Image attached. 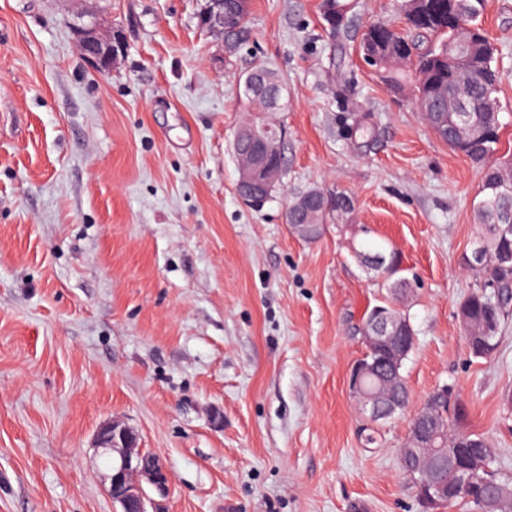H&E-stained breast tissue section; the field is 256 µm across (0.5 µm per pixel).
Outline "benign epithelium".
<instances>
[{
  "label": "benign epithelium",
  "mask_w": 512,
  "mask_h": 512,
  "mask_svg": "<svg viewBox=\"0 0 512 512\" xmlns=\"http://www.w3.org/2000/svg\"><path fill=\"white\" fill-rule=\"evenodd\" d=\"M219 9L204 8L202 15L205 27L217 34L234 32L239 27L235 8L224 10L222 0H210ZM405 15L408 20L421 24L427 21L422 0H408ZM76 45L82 49L83 57L99 73L112 71L116 55L112 52V39L99 27L95 17L73 29ZM460 42L448 46V53H465L479 46L486 35L474 27L461 30ZM270 111L280 112L285 108L284 92L277 84H271L266 93ZM283 132L265 127L258 132L251 127L240 130L233 140V152L238 164V195L254 205L266 201L269 192L283 175ZM368 350L363 360L353 367L349 375V388L363 414L373 420L393 414L399 406L398 367L400 361L415 346L416 336L405 332L403 323L386 309L376 310L368 322L364 336ZM414 416L431 420V425L408 426L411 440L402 450L407 463L422 476L424 498L431 504H440L456 494L459 485L440 477V470L448 465L464 472L463 484L475 488L481 482L480 473L485 471L481 460L472 457L464 448L451 444H433L438 438H446L449 421L437 419L424 407H419ZM95 447L112 455L106 480L113 500L121 506V512H162L156 501L143 487L148 484L163 497L170 483V473L159 457L146 455L138 447V435L129 426L112 421L102 424L96 431Z\"/></svg>",
  "instance_id": "1"
}]
</instances>
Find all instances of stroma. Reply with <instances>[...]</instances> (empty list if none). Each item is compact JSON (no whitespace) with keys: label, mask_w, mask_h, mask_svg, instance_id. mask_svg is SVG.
<instances>
[{"label":"stroma","mask_w":512,"mask_h":512,"mask_svg":"<svg viewBox=\"0 0 512 512\" xmlns=\"http://www.w3.org/2000/svg\"><path fill=\"white\" fill-rule=\"evenodd\" d=\"M320 2L248 0L224 40L205 0H0V512H119L94 446L115 419L169 470L165 512H422L400 456L442 387L512 478V315L487 359L459 320L487 280L462 264L481 170L363 61L394 0H357L336 31ZM86 10L118 42L106 77L71 32ZM483 27L512 157V0H488ZM257 61L288 92L271 116L286 170L259 209L232 152ZM313 187L354 209L309 243L286 212ZM368 244L396 252L409 293ZM382 302L416 332L412 407L369 444L348 378Z\"/></svg>","instance_id":"35a3bbf8"}]
</instances>
